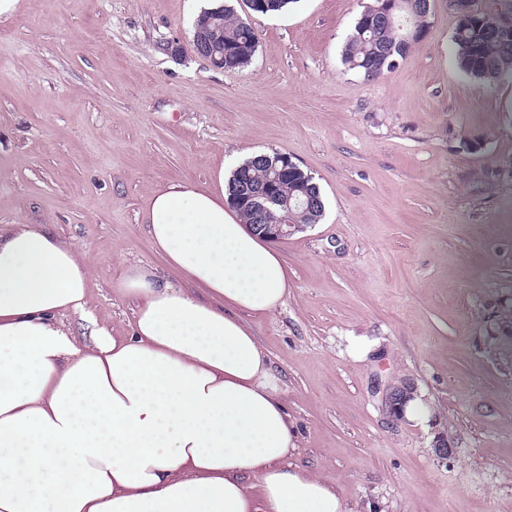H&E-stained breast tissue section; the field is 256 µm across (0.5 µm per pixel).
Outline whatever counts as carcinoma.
<instances>
[{"mask_svg": "<svg viewBox=\"0 0 512 512\" xmlns=\"http://www.w3.org/2000/svg\"><path fill=\"white\" fill-rule=\"evenodd\" d=\"M407 9L391 19L385 15V0H372L360 14L354 30L349 34L342 51V64L348 71L368 81L379 79L395 66L397 58L406 54L412 41L405 38L400 28L404 17H414V24L425 26L424 18L430 12V0H405ZM458 15L453 36L459 69L466 75L488 83L498 82L512 73V35L487 34L475 23L474 14L498 7L500 0H451ZM218 35L224 48V69L235 70L251 63L257 49L251 23L239 17L226 5L218 16ZM314 183L303 170L295 171L281 187V196L290 199V206H272L268 219L287 220L293 224H318L325 212L324 199L306 213L297 206L300 188Z\"/></svg>", "mask_w": 512, "mask_h": 512, "instance_id": "cac0c4a2", "label": "carcinoma"}]
</instances>
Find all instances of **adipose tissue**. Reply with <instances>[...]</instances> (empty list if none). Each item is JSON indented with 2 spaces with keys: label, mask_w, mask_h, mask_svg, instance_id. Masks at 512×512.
Masks as SVG:
<instances>
[{
  "label": "adipose tissue",
  "mask_w": 512,
  "mask_h": 512,
  "mask_svg": "<svg viewBox=\"0 0 512 512\" xmlns=\"http://www.w3.org/2000/svg\"><path fill=\"white\" fill-rule=\"evenodd\" d=\"M145 222L196 297L143 270L124 336L87 313L89 261L45 229L0 236V512H351L293 464L297 433L242 313L283 305L288 267L224 193L153 191Z\"/></svg>",
  "instance_id": "obj_1"
}]
</instances>
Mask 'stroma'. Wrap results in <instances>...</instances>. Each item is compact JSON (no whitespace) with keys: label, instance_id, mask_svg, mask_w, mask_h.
I'll return each instance as SVG.
<instances>
[{"label":"stroma","instance_id":"stroma-1","mask_svg":"<svg viewBox=\"0 0 512 512\" xmlns=\"http://www.w3.org/2000/svg\"><path fill=\"white\" fill-rule=\"evenodd\" d=\"M213 2L18 0L0 17V230L38 224L88 251L89 309L123 336V271L188 285L150 240L151 193L215 190L253 155L288 154L325 214L278 241L284 303L245 321L295 464L353 512H512V75L458 69L448 0L375 81L341 63L370 0L277 15L231 0L258 48L216 70L192 43ZM406 385L426 421L393 414L386 396Z\"/></svg>","mask_w":512,"mask_h":512}]
</instances>
